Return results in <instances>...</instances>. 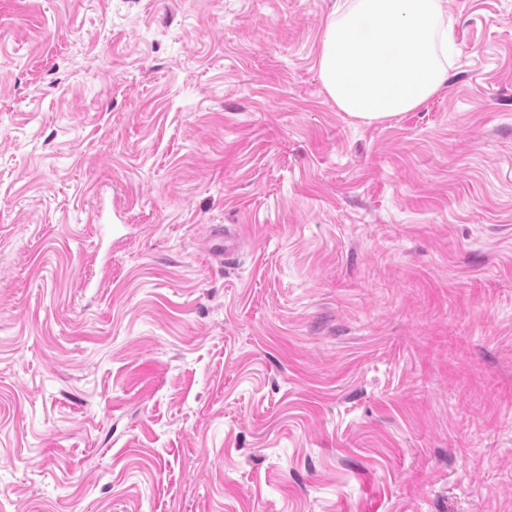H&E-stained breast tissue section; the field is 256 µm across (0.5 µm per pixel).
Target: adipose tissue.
Returning <instances> with one entry per match:
<instances>
[{
	"label": "adipose tissue",
	"instance_id": "adipose-tissue-1",
	"mask_svg": "<svg viewBox=\"0 0 512 512\" xmlns=\"http://www.w3.org/2000/svg\"><path fill=\"white\" fill-rule=\"evenodd\" d=\"M445 0H346L318 49L320 81L340 111L364 124L419 108L448 78L453 47Z\"/></svg>",
	"mask_w": 512,
	"mask_h": 512
}]
</instances>
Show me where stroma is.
<instances>
[{
    "label": "stroma",
    "mask_w": 512,
    "mask_h": 512,
    "mask_svg": "<svg viewBox=\"0 0 512 512\" xmlns=\"http://www.w3.org/2000/svg\"><path fill=\"white\" fill-rule=\"evenodd\" d=\"M335 3L0 0V512H512V0L372 125ZM237 227L230 226L224 227V234L220 233L213 237L212 253L219 258L224 259L230 257L236 253L237 245Z\"/></svg>",
    "instance_id": "35a3bbf8"
}]
</instances>
